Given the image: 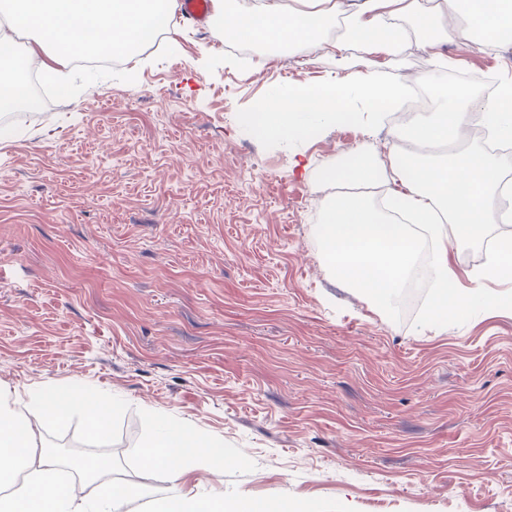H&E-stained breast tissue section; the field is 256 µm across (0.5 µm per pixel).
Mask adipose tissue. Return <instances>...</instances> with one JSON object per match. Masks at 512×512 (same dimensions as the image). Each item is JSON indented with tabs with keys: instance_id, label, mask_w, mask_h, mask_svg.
I'll return each mask as SVG.
<instances>
[{
	"instance_id": "obj_1",
	"label": "adipose tissue",
	"mask_w": 512,
	"mask_h": 512,
	"mask_svg": "<svg viewBox=\"0 0 512 512\" xmlns=\"http://www.w3.org/2000/svg\"><path fill=\"white\" fill-rule=\"evenodd\" d=\"M176 8L177 0H0L14 33L31 36L29 53H46L43 67L57 81L81 50L109 47L132 56L133 45L169 26ZM216 11L218 34L227 42L275 36L287 40L289 52L306 57L324 50L340 54L353 45L361 51V69L349 73L342 87L265 100L252 122L259 136L272 140L303 138L320 122L356 113L362 103L384 111L383 79L371 58L399 52L407 29L420 34L433 54L448 41L469 46L474 37L460 24L480 16L497 43H512V0H217ZM333 22L342 25V35L325 37V26ZM417 81L433 90L435 109L432 118L406 125L414 150L396 149L388 159L371 161L355 152L347 163L328 168L324 181L343 191L325 205L320 238L338 281L389 299L417 259L411 228L419 226L434 243L433 305L461 313L472 294L458 287L448 247L485 239L494 225L511 223L512 183L485 150L457 142L476 108L497 139L511 142L512 91L481 99L432 72ZM382 181L390 189L380 210L366 190ZM70 408L55 395L30 398L22 413L0 404V512H120L138 498L148 499L150 512H246L219 493L202 499L175 489L158 498L150 486L116 481L103 484L94 499H75L60 482L57 455L46 448L32 451L35 427L62 425ZM140 456L145 470L166 469L174 483L184 463L213 465L208 442L164 421L157 422Z\"/></svg>"
}]
</instances>
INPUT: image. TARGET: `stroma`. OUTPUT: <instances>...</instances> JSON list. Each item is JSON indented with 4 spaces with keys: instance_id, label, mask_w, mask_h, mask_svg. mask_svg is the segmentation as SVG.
I'll return each mask as SVG.
<instances>
[{
    "instance_id": "stroma-1",
    "label": "stroma",
    "mask_w": 512,
    "mask_h": 512,
    "mask_svg": "<svg viewBox=\"0 0 512 512\" xmlns=\"http://www.w3.org/2000/svg\"><path fill=\"white\" fill-rule=\"evenodd\" d=\"M171 52L72 66L58 95L0 112V391L96 397L113 470L139 475L160 418L224 450L179 486L295 512H512V281L463 315L393 305L334 278L322 172L393 147L361 113L299 140L249 128L268 97L339 83L360 53L263 63L215 22L174 15ZM409 37L391 79L512 82V44Z\"/></svg>"
}]
</instances>
